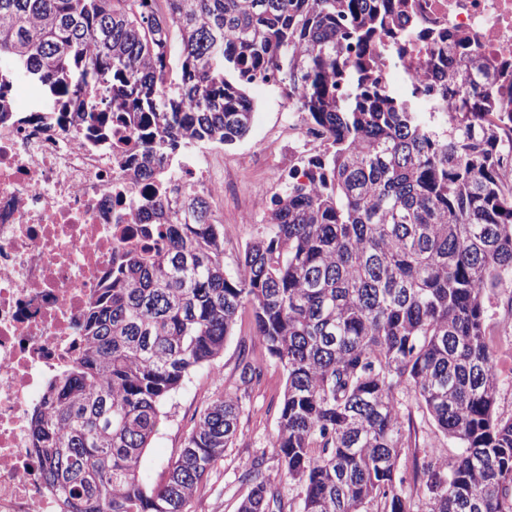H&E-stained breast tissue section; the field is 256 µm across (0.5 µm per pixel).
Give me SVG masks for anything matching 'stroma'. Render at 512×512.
<instances>
[{
	"label": "stroma",
	"mask_w": 512,
	"mask_h": 512,
	"mask_svg": "<svg viewBox=\"0 0 512 512\" xmlns=\"http://www.w3.org/2000/svg\"><path fill=\"white\" fill-rule=\"evenodd\" d=\"M256 103L249 134L232 147L211 146L214 175L229 179L233 195L225 197L219 218L224 224V265L233 268L247 243L261 237L269 214L267 201L282 191L284 179L304 150L297 134L288 127L293 108L283 89L277 85L257 84L250 90ZM252 205L249 223L239 221L240 210ZM248 353L262 366V375L250 390V399L240 414L241 434L227 449L208 478L201 484L192 512H236L248 487L239 475L254 456L270 452L271 440L279 421L280 402L285 388L282 368L272 359L253 328L250 310H243L224 351L212 367L198 371L189 385L167 404V419L146 454V466L152 480H159L163 467L175 459L189 429L198 420L217 384L233 388L239 375L241 353ZM417 429L414 453L402 455L399 471L411 477L414 457L449 458L458 451L451 441L429 438L430 427L419 407L411 409Z\"/></svg>",
	"instance_id": "1"
}]
</instances>
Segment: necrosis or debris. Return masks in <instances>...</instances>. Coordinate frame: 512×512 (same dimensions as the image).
<instances>
[{"label":"necrosis or debris","instance_id":"4bbe7bcc","mask_svg":"<svg viewBox=\"0 0 512 512\" xmlns=\"http://www.w3.org/2000/svg\"><path fill=\"white\" fill-rule=\"evenodd\" d=\"M419 26L437 27L490 71L512 79V0H416ZM427 44L410 36L402 59L384 60L421 97ZM0 122V512H57L31 448L29 412L77 354L89 301L112 275L142 200L122 154L138 149L129 130L104 138L86 126L44 123L52 100L41 90L8 92ZM178 180L223 202L226 185L194 153L174 165Z\"/></svg>","mask_w":512,"mask_h":512}]
</instances>
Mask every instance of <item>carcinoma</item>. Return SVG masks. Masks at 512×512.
<instances>
[{"mask_svg":"<svg viewBox=\"0 0 512 512\" xmlns=\"http://www.w3.org/2000/svg\"><path fill=\"white\" fill-rule=\"evenodd\" d=\"M0 0V67L45 86L80 125L105 88L96 132L133 123L137 179L153 185L112 278L81 323L80 356L32 410V448L60 512H190L213 464L234 443L261 365L242 354L240 383L217 391L155 484L142 477L164 408L209 367L239 312L281 366L285 391L266 454L244 465L238 512H512V413L489 315L512 316V83L481 58L432 38L441 70L422 112L380 73L414 24L410 0ZM180 37L178 81L170 78ZM321 132L272 199L268 228L235 269L224 225L184 185L183 219L165 206L171 177L156 156L231 146L248 133L259 81ZM453 441L451 459L398 477L412 417Z\"/></svg>","mask_w":512,"mask_h":512,"instance_id":"cac0c4a2","label":"carcinoma"}]
</instances>
